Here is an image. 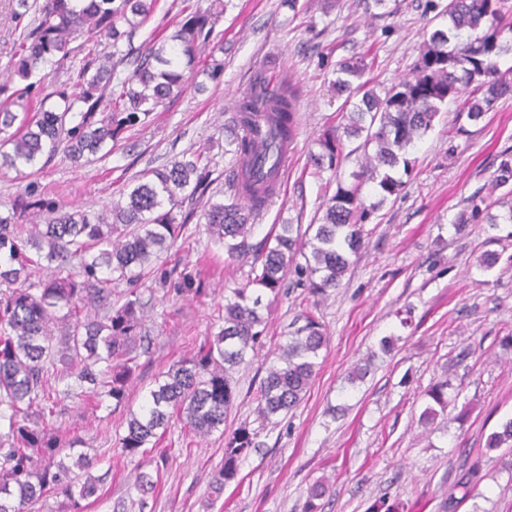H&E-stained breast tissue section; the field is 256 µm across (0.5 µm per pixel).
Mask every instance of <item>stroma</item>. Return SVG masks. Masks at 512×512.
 I'll return each instance as SVG.
<instances>
[{"instance_id":"stroma-1","label":"stroma","mask_w":512,"mask_h":512,"mask_svg":"<svg viewBox=\"0 0 512 512\" xmlns=\"http://www.w3.org/2000/svg\"><path fill=\"white\" fill-rule=\"evenodd\" d=\"M419 2L392 0L391 15L379 17L364 0H224L215 28L224 47L220 81L197 74L204 91L190 88L156 107L106 158L80 168L56 160L28 180L0 177V210L33 180L64 209L101 212L144 172L185 153L206 166L208 195L228 199L234 105L260 73L296 84L298 129L281 190L257 218L253 239L261 241L276 224L316 223L337 180H349L358 168L353 156L336 174L309 163L319 135L341 121L344 99L332 95L328 82L337 63L354 55L364 56L365 76L374 83L409 77L434 28ZM460 108L448 100L416 143L411 181L372 216L366 244L339 288L316 304L291 273L279 295L264 296L266 348L285 343L291 323L309 309L329 343L303 403L272 425L261 426L254 413L262 358L236 373L238 407L225 432L249 424L259 430L261 446L242 460L221 497H213L210 482L224 458L222 434L202 439L178 423L150 455L124 457L118 437L125 414L113 410L111 399L88 393L61 403L54 425L80 437L90 454L119 460L88 512H303L319 480L331 487L323 512H367L382 497L401 502L404 512H442L461 450L484 448L512 417V350L500 346L512 332V224H472L461 233L454 226L475 195L492 213L501 211L491 178L501 155L512 154V99L499 100L464 135L456 132ZM195 209L186 241L162 254L137 284L152 344L129 389L134 409L159 372L192 355L220 325L225 294L248 280L250 262L228 260L206 231L203 203ZM487 250L499 256L489 270L480 264ZM176 265L200 268L202 295L182 297L160 285L161 271ZM385 336L394 339L392 353L376 358L364 381L349 382ZM442 378L450 383L447 416L430 433L418 423L422 394ZM464 407L469 416L462 423L457 415ZM162 453L167 461L155 468L152 459ZM487 457L490 479L456 512H512V472L501 468L497 452ZM140 472L158 473L153 497L136 491Z\"/></svg>"}]
</instances>
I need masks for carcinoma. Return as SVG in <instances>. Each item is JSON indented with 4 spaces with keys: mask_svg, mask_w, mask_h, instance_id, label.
Listing matches in <instances>:
<instances>
[{
    "mask_svg": "<svg viewBox=\"0 0 512 512\" xmlns=\"http://www.w3.org/2000/svg\"><path fill=\"white\" fill-rule=\"evenodd\" d=\"M20 28L13 85L1 84L0 174H19L47 165L59 154L83 165L106 156L112 144L158 105L185 88L186 73L213 39L223 10L220 0L202 11L182 0L171 41L131 42L154 14L158 0H13ZM423 11L442 20L429 34L410 77L376 88L362 80L359 57L340 61L332 86L352 108L344 123L326 128L312 165L337 171L349 158L345 141L358 139L360 171L354 181L337 182L319 223L275 224L252 243L253 221L281 189V162L297 135V89L270 84L259 74L238 99L233 115L237 172L233 198L208 202L202 217L214 242L230 260L253 257L248 285L224 297V321L198 351L159 373L136 410H127L121 454H145L175 423L206 438L224 429L236 405L232 373L251 363L266 328L263 296L278 295L295 265L309 294L336 288L369 235L366 224L411 177L416 142L434 125L440 105L463 99L460 114L479 123L501 100L512 98V70L500 58L512 51V0H426ZM83 42L75 44L78 38ZM111 50L101 49L102 45ZM127 49H120L121 45ZM199 157L174 159L150 169L101 213L66 211L28 183L10 208L0 212V512H29L47 493L63 497L58 512H86L99 499L103 477L95 457L76 452L81 441L50 431L49 420L62 401L79 389L126 405L138 369L135 343L142 330L144 303L136 289L122 304L112 302V281L135 284L161 252L169 250L193 203L208 188L209 172ZM372 186L376 201L363 195ZM493 189L512 198V155H504ZM36 210L42 223L25 224ZM471 224H512V204L490 212L484 198L472 197L456 217L457 229ZM305 264H294L297 255ZM64 311L63 330L49 329L54 312ZM272 351L265 375L254 389V412L274 424L305 399L326 347L323 325L311 313ZM67 364L72 383L52 386L57 364ZM421 423L433 424L448 408V378L433 383ZM259 430L242 424L224 436V461L211 482L219 497L237 478L242 459L259 446ZM508 447L502 465L512 471V417L487 438L486 449ZM483 453L462 451L444 512L476 496L484 480ZM329 487L317 481L308 490L305 512H320Z\"/></svg>",
    "mask_w": 512,
    "mask_h": 512,
    "instance_id": "1",
    "label": "carcinoma"
}]
</instances>
